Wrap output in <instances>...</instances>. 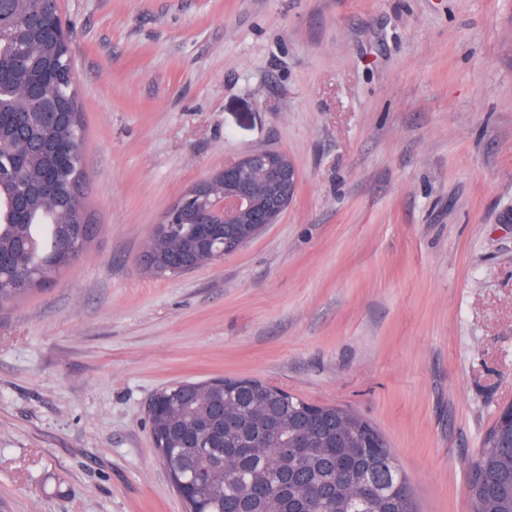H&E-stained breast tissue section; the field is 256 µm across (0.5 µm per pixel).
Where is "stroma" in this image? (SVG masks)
Masks as SVG:
<instances>
[{"instance_id":"stroma-1","label":"stroma","mask_w":512,"mask_h":512,"mask_svg":"<svg viewBox=\"0 0 512 512\" xmlns=\"http://www.w3.org/2000/svg\"><path fill=\"white\" fill-rule=\"evenodd\" d=\"M87 127L80 259L0 307V512H185L148 404L254 379L349 407L420 512H470L512 404V0H60ZM277 223L148 277L191 186L253 151ZM512 421L495 420L483 446L469 464L468 481L479 482L493 473H508L512 463Z\"/></svg>"}]
</instances>
